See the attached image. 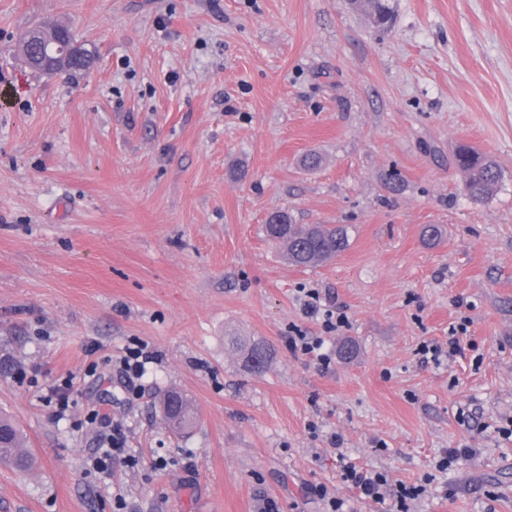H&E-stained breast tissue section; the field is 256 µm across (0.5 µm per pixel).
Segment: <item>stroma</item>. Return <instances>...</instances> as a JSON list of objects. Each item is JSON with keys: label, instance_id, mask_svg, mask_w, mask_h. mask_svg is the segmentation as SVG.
<instances>
[{"label": "stroma", "instance_id": "35a3bbf8", "mask_svg": "<svg viewBox=\"0 0 512 512\" xmlns=\"http://www.w3.org/2000/svg\"><path fill=\"white\" fill-rule=\"evenodd\" d=\"M391 3L380 30L349 0H0V411L36 457L0 465V512H329L319 486L385 512L347 463L425 485L407 512H512V0ZM55 22L88 70L22 63L18 41ZM462 144L500 166L486 201ZM278 211L347 225L349 248L289 264L263 233ZM327 311L346 326L325 332ZM461 323L463 355L422 354ZM293 324L330 366L289 350ZM134 339L161 362L129 400ZM172 388L199 412L181 433ZM95 411L138 459L108 479ZM162 419L172 430L183 431L191 428L198 418L191 401L177 390H167L161 399Z\"/></svg>", "mask_w": 512, "mask_h": 512}]
</instances>
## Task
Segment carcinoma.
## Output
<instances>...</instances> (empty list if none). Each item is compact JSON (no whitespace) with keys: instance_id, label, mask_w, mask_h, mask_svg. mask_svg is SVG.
Instances as JSON below:
<instances>
[{"instance_id":"cac0c4a2","label":"carcinoma","mask_w":512,"mask_h":512,"mask_svg":"<svg viewBox=\"0 0 512 512\" xmlns=\"http://www.w3.org/2000/svg\"><path fill=\"white\" fill-rule=\"evenodd\" d=\"M364 7L375 27L385 29L393 18L390 0H351ZM455 166L465 175V191L476 201L491 197L501 178V170L491 157L462 145L458 148ZM278 221L264 224L266 238L287 247L288 261L297 267H312L344 252L350 244L348 229L340 224H297L290 213H276ZM162 419L172 430L191 428L198 418L191 401L177 390H168L161 399ZM19 426L9 417L0 415V463L10 462L19 471H27L32 456L21 449Z\"/></svg>"}]
</instances>
